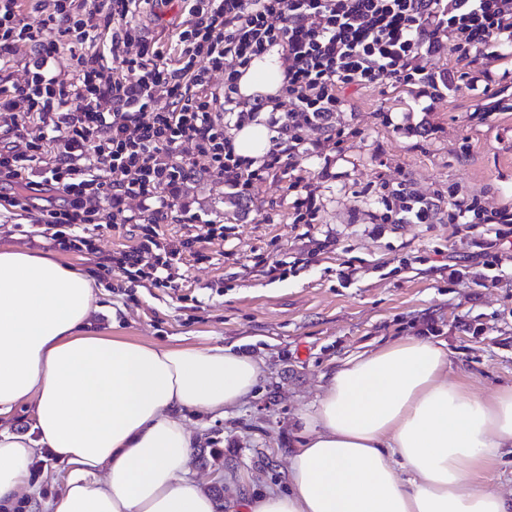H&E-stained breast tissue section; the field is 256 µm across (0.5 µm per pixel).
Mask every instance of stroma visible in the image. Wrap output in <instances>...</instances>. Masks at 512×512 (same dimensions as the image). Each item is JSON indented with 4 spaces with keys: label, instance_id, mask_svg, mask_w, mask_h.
Returning <instances> with one entry per match:
<instances>
[{
    "label": "stroma",
    "instance_id": "stroma-1",
    "mask_svg": "<svg viewBox=\"0 0 512 512\" xmlns=\"http://www.w3.org/2000/svg\"><path fill=\"white\" fill-rule=\"evenodd\" d=\"M186 18L184 0H138L131 20L144 43L167 47ZM425 65L449 81L435 101L399 85L347 90L336 116L343 136L303 128L307 156L255 183L243 207L203 168L180 181L177 208L223 224L224 238L185 253L169 288L100 268L136 247L138 225H115L94 253L59 250L18 230L39 221L51 190H29L20 210L0 189V245L55 250L96 278L98 333L171 347L236 343L262 358L254 397L218 418L185 415L195 440L189 475L214 493L217 512H246L251 496L286 490L302 416L324 375L357 353L434 338L477 393L512 385V224L381 221L401 182L444 204L454 196L512 210V57L463 80L450 51ZM299 191L314 199L305 225L292 207ZM499 233L507 242L497 246Z\"/></svg>",
    "mask_w": 512,
    "mask_h": 512
}]
</instances>
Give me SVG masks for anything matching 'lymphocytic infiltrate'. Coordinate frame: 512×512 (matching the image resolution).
<instances>
[{"label": "lymphocytic infiltrate", "instance_id": "f902f5d3", "mask_svg": "<svg viewBox=\"0 0 512 512\" xmlns=\"http://www.w3.org/2000/svg\"><path fill=\"white\" fill-rule=\"evenodd\" d=\"M131 0H0V118L31 137L0 144V183L23 206L33 177L61 191L63 203L44 209L34 234L64 249L95 251L115 224L145 226L137 248L113 254L105 274L150 279L170 287V271L198 239L220 240V224L171 244L162 224H181L162 189L175 186L205 160L232 195L265 173L294 168L303 156V126L335 131L343 93L381 84L433 87L424 56L451 50L467 67L490 49L512 50V0H190L176 34L177 67L163 51L143 47L119 59L138 39ZM55 38L45 41L43 30ZM28 47L26 77L12 78L15 53ZM281 47L287 62L281 102L238 97L251 61ZM68 54L71 72L54 71ZM223 72L214 89L212 75ZM270 111L277 135L259 158L235 154L224 130ZM394 215L383 223L430 224L439 201L401 188ZM140 200L138 216L121 204ZM112 211H105V204ZM149 253V268L139 265Z\"/></svg>", "mask_w": 512, "mask_h": 512}]
</instances>
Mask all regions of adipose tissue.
<instances>
[{
	"label": "adipose tissue",
	"instance_id": "ef3b65f1",
	"mask_svg": "<svg viewBox=\"0 0 512 512\" xmlns=\"http://www.w3.org/2000/svg\"><path fill=\"white\" fill-rule=\"evenodd\" d=\"M96 288L51 252L0 246V512L30 508L44 449L68 469L50 512H216L186 476L182 413L224 416L253 395L262 361L96 334ZM26 403L33 426L12 432ZM303 422L287 491L247 512H512L492 486L512 449V386L472 392L442 342L405 336L351 357Z\"/></svg>",
	"mask_w": 512,
	"mask_h": 512
}]
</instances>
